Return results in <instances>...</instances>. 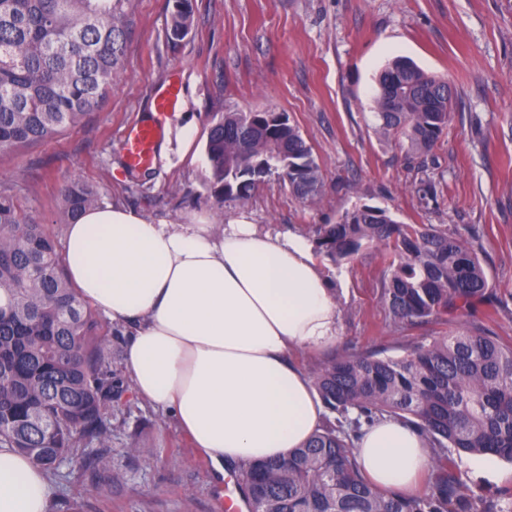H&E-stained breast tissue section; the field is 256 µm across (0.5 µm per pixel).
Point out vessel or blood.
Wrapping results in <instances>:
<instances>
[{"mask_svg":"<svg viewBox=\"0 0 512 512\" xmlns=\"http://www.w3.org/2000/svg\"><path fill=\"white\" fill-rule=\"evenodd\" d=\"M180 106L181 90L176 84H169L155 91L154 108L149 118L125 128L122 147L131 167L141 168L152 163L170 117Z\"/></svg>","mask_w":512,"mask_h":512,"instance_id":"vessel-or-blood-1","label":"vessel or blood"}]
</instances>
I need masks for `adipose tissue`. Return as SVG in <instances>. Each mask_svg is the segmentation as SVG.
Masks as SVG:
<instances>
[{"mask_svg":"<svg viewBox=\"0 0 512 512\" xmlns=\"http://www.w3.org/2000/svg\"><path fill=\"white\" fill-rule=\"evenodd\" d=\"M63 258L79 295L125 327L137 395L171 415L216 471L288 459L319 430L322 404L289 353L334 345L340 316L305 237L262 231L243 213L219 227L112 203L68 225ZM354 456L380 489L428 490L429 450L401 419L368 429ZM49 496L42 468L0 448V512H48Z\"/></svg>","mask_w":512,"mask_h":512,"instance_id":"obj_1","label":"adipose tissue"}]
</instances>
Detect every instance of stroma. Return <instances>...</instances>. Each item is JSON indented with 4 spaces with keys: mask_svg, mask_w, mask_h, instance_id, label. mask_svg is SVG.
<instances>
[{
    "mask_svg": "<svg viewBox=\"0 0 512 512\" xmlns=\"http://www.w3.org/2000/svg\"><path fill=\"white\" fill-rule=\"evenodd\" d=\"M132 4L124 71L103 106L84 124L0 158V184L13 187L22 215L63 241L60 191L76 178L97 187L103 203L168 222L200 214L222 224L242 211L260 227L312 239L319 225L368 204L402 224L468 230L489 280L482 312L394 327L378 285L383 247L338 265L323 257L341 332L333 347L299 350L293 359L309 372L346 354L380 350L401 358L477 327L512 344V0H192L190 32L174 48L166 39L172 0ZM397 56L447 79L456 92L448 128L421 166L409 162L405 138L377 131L376 78ZM172 79L182 104L165 134L168 149L149 169H132L122 133L144 119L154 90ZM229 110L288 116L321 167L316 204L272 178L247 204L215 207L205 144L213 113ZM190 120L197 133L186 151L181 131ZM424 178L435 183V199L420 192ZM103 416L112 423L109 450L85 444L88 470L67 458L49 470L48 512H226V495L241 494L237 475L217 473L149 402L125 399ZM454 471L484 504L502 512L512 505V462L461 454Z\"/></svg>",
    "mask_w": 512,
    "mask_h": 512,
    "instance_id": "obj_1",
    "label": "stroma"
}]
</instances>
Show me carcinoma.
<instances>
[{
	"label": "carcinoma",
	"instance_id": "obj_1",
	"mask_svg": "<svg viewBox=\"0 0 512 512\" xmlns=\"http://www.w3.org/2000/svg\"><path fill=\"white\" fill-rule=\"evenodd\" d=\"M130 5L0 0L1 157L81 124L101 106L123 67ZM191 23L192 0H174L169 43L178 45ZM373 104L381 133L403 135L422 158L448 127L452 91L397 56L380 71ZM268 116L212 115L206 157L218 206L246 203L264 182L255 177L262 163L294 196L313 203L322 195L321 168L299 129ZM100 202L83 181L61 189L69 219ZM314 244L335 264L370 245L384 247L380 298L396 323L446 322L488 301L485 269L468 240L433 224H399L386 210L362 204L320 225ZM112 337L71 287L52 233L23 217L12 190L0 185V448L46 470L61 455L88 468L78 453L87 442L108 450L112 428L102 411L133 396L113 369ZM313 382L336 422L286 461L239 466L250 512H493L462 492L448 449L512 462V346L470 329L403 358L335 357L313 370ZM384 416L406 421L431 448L426 495L383 492L362 478L353 443L363 425Z\"/></svg>",
	"mask_w": 512,
	"mask_h": 512
}]
</instances>
